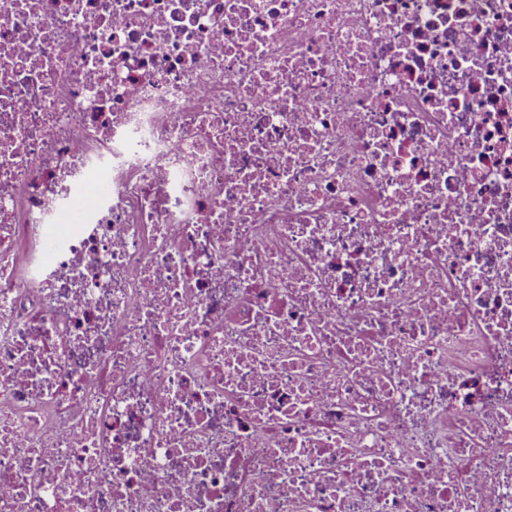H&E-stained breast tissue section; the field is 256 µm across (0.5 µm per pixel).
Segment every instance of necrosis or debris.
I'll return each mask as SVG.
<instances>
[{
	"label": "necrosis or debris",
	"instance_id": "1",
	"mask_svg": "<svg viewBox=\"0 0 512 512\" xmlns=\"http://www.w3.org/2000/svg\"><path fill=\"white\" fill-rule=\"evenodd\" d=\"M0 512H512V0H0Z\"/></svg>",
	"mask_w": 512,
	"mask_h": 512
}]
</instances>
